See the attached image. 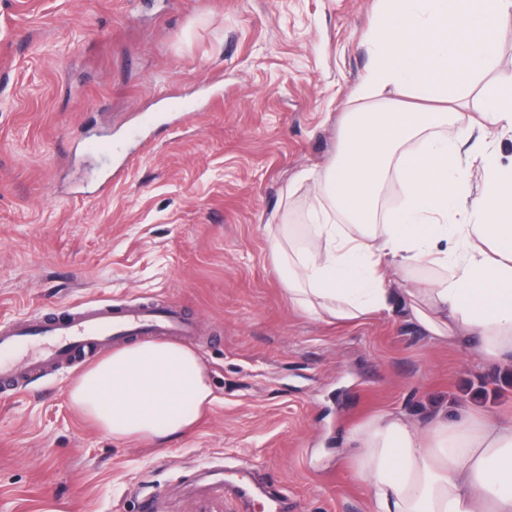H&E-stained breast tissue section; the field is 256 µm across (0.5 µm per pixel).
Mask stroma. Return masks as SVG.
<instances>
[{
  "label": "stroma",
  "mask_w": 512,
  "mask_h": 512,
  "mask_svg": "<svg viewBox=\"0 0 512 512\" xmlns=\"http://www.w3.org/2000/svg\"><path fill=\"white\" fill-rule=\"evenodd\" d=\"M378 0H0V318L169 299L216 401L163 445L68 398L86 363L0 394V512H370L344 436L376 414L512 412V380L383 315L291 307L270 226L305 236ZM198 110L172 125L167 99ZM120 183L99 185L115 169ZM253 482L249 503L225 483Z\"/></svg>",
  "instance_id": "stroma-1"
}]
</instances>
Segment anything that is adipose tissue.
<instances>
[{
  "label": "adipose tissue",
  "instance_id": "obj_1",
  "mask_svg": "<svg viewBox=\"0 0 512 512\" xmlns=\"http://www.w3.org/2000/svg\"><path fill=\"white\" fill-rule=\"evenodd\" d=\"M370 65L352 91L341 146L327 168L288 185H313L308 237L274 236L272 255L292 307L353 322L400 311L430 338L512 366V165L481 156L471 187L462 148L473 128L512 131V76L484 90L478 117L460 112L490 70L512 0H379ZM407 89L411 104L386 99ZM403 205L380 206L387 180ZM421 267L428 286L401 287ZM71 405L113 440L185 432L215 401L198 352L141 340L86 369ZM373 512H512V415L416 421L384 411L344 438Z\"/></svg>",
  "mask_w": 512,
  "mask_h": 512
}]
</instances>
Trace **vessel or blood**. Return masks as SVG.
Masks as SVG:
<instances>
[{
  "mask_svg": "<svg viewBox=\"0 0 512 512\" xmlns=\"http://www.w3.org/2000/svg\"><path fill=\"white\" fill-rule=\"evenodd\" d=\"M156 340H187L196 335L192 319L169 302H135L120 305L73 306L56 318L29 322L0 321V388L11 390L21 377L46 371L77 354L98 352L127 336ZM47 343L24 363L6 361V354L29 346L34 337Z\"/></svg>",
  "mask_w": 512,
  "mask_h": 512,
  "instance_id": "obj_1",
  "label": "vessel or blood"
}]
</instances>
